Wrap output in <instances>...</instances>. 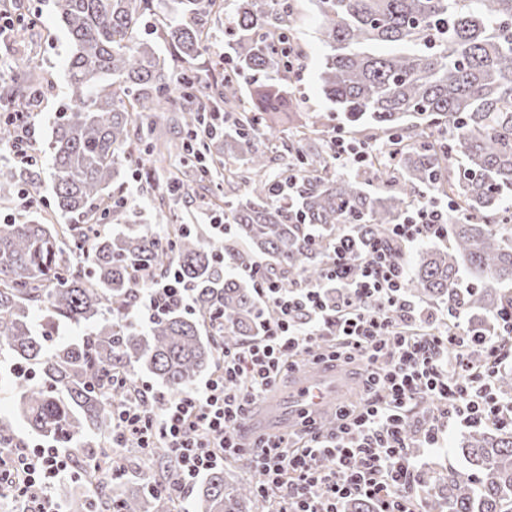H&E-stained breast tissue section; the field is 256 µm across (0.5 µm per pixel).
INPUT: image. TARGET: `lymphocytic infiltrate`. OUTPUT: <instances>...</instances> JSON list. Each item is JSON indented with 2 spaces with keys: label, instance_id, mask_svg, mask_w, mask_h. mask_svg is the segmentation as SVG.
<instances>
[{
  "label": "lymphocytic infiltrate",
  "instance_id": "f902f5d3",
  "mask_svg": "<svg viewBox=\"0 0 512 512\" xmlns=\"http://www.w3.org/2000/svg\"><path fill=\"white\" fill-rule=\"evenodd\" d=\"M447 223L446 210L422 205L392 232L408 243L441 239ZM405 275L379 240L347 233L328 266L335 304L326 303V286L286 292L259 277V293L276 311L263 335L222 349L216 373L162 408H154L146 388H136L112 409L113 447L169 449L174 489L183 496L233 452L251 457L259 491L275 489L280 512H343L353 498L375 501L377 512H409L416 471L411 447H440L455 426H512V401L494 387L501 344L512 338V314L495 336L462 325L451 335L423 331ZM172 307L189 311L193 305L190 289L171 271L137 289L127 321L148 322ZM315 350L324 361L361 363V403L337 406L336 427L327 434L311 412L301 414V445L291 436L238 443L237 431L254 405L297 368L302 354ZM476 355L483 365L474 366ZM427 401L434 411L423 416L416 438H408L411 409ZM68 466V453L56 446H16L0 457V498L15 500L25 512H54L50 491Z\"/></svg>",
  "mask_w": 512,
  "mask_h": 512
}]
</instances>
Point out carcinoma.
<instances>
[{
    "label": "carcinoma",
    "mask_w": 512,
    "mask_h": 512,
    "mask_svg": "<svg viewBox=\"0 0 512 512\" xmlns=\"http://www.w3.org/2000/svg\"><path fill=\"white\" fill-rule=\"evenodd\" d=\"M327 48L320 65L325 96L343 113L347 141L370 159L337 172L328 113L304 111L290 91L299 63L297 0H54L69 38L67 93L42 152L52 161L54 208L76 224L40 214L34 167L0 169V198L28 194V217L0 224V354L32 368L15 381L13 413L46 441L84 461L85 496L58 512H172L168 449L153 448L160 485L136 490L119 478H87L112 467V407L122 392L102 385L112 372L153 374L176 395L216 369L218 351L263 334L273 315L249 275L256 268L287 290L322 284L346 227L382 238L398 261L405 247L391 225L429 200L448 210L446 249L420 257L406 277L408 297L443 327L446 308L478 311L473 331L497 329L512 310V224L500 214L512 197V0H310ZM224 21V77L207 84L194 62L210 24ZM161 24L175 50L161 57L142 31ZM38 89L19 81L0 97L23 100ZM249 104L241 106L242 96ZM224 106V143L201 135L205 113ZM171 112L186 139L168 148L191 180L161 196L175 199L224 169L214 194L235 225L220 241L183 230L167 216L163 232L127 224L86 237L84 225L134 212L122 178L157 150L154 130L136 124ZM378 182L376 191L365 186ZM177 270L195 314L159 315L145 330L126 322L143 278ZM239 270L233 276L227 270ZM62 323L88 333L53 343ZM496 389L512 398V368ZM463 464L431 487L424 512H512V428H472ZM276 493L222 467L193 493L194 512H273Z\"/></svg>",
    "instance_id": "carcinoma-1"
}]
</instances>
